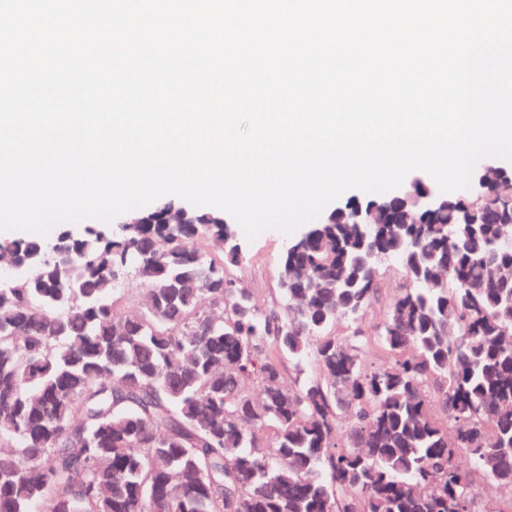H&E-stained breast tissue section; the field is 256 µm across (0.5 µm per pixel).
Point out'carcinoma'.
Instances as JSON below:
<instances>
[{
  "instance_id": "obj_1",
  "label": "carcinoma",
  "mask_w": 512,
  "mask_h": 512,
  "mask_svg": "<svg viewBox=\"0 0 512 512\" xmlns=\"http://www.w3.org/2000/svg\"><path fill=\"white\" fill-rule=\"evenodd\" d=\"M482 194V224L393 205L369 240L345 204L281 253L279 309L204 213L0 242L34 269L0 287V512H488L478 476L512 498V205ZM371 246L406 278L375 325ZM285 356L318 374L283 392ZM125 295V309L127 311H134L140 308L144 294V284L136 274H131L128 279L120 287Z\"/></svg>"
}]
</instances>
